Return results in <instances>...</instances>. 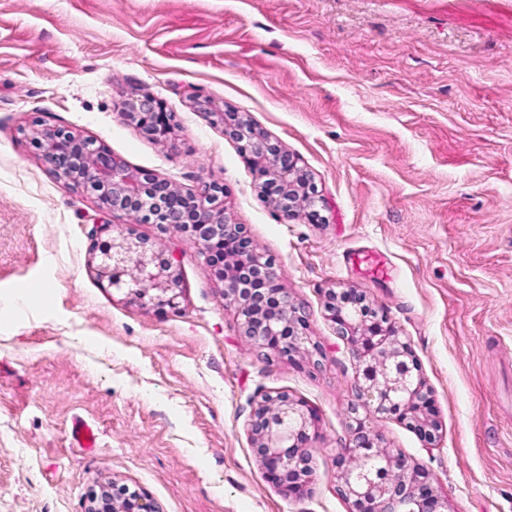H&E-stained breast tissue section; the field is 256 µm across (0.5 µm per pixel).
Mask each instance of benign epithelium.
<instances>
[{"instance_id": "benign-epithelium-1", "label": "benign epithelium", "mask_w": 512, "mask_h": 512, "mask_svg": "<svg viewBox=\"0 0 512 512\" xmlns=\"http://www.w3.org/2000/svg\"><path fill=\"white\" fill-rule=\"evenodd\" d=\"M213 116L224 126V135L240 143L251 169L264 178L267 202L281 220L290 221L302 210L318 214L315 189L294 155L238 112L226 109ZM125 117L150 138L173 131L174 116L148 95L131 102ZM30 140L50 174L90 190L106 210L142 217L149 213L161 230L189 236L224 283V299L243 317L242 336L266 358H290L310 342L305 311L280 287L275 259L258 252L247 228L224 215L223 186L204 183L190 201L167 179L130 168L121 156L65 127L35 128ZM96 259L99 280L127 291L131 302L178 307L179 270L149 240L118 231L99 248ZM324 307L358 371L355 400L347 407L351 438L334 458L338 495L350 503L351 512H448V500L438 493L428 470L384 448L380 434L361 416L363 411L396 415L427 444L439 440L441 425L431 409V389L410 343L361 293L329 289ZM314 428L311 410L286 391L263 394L252 410L253 455L290 494L309 490L313 467L308 448ZM89 502L88 512H158L149 499L126 489L92 494Z\"/></svg>"}]
</instances>
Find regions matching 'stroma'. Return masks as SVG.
Instances as JSON below:
<instances>
[{"mask_svg": "<svg viewBox=\"0 0 512 512\" xmlns=\"http://www.w3.org/2000/svg\"><path fill=\"white\" fill-rule=\"evenodd\" d=\"M145 92L175 116L168 139L123 117ZM214 108L298 158L319 221L277 219ZM38 123L184 192L223 184L321 363L263 358L197 245L52 176ZM106 224L172 258L178 309L101 284ZM330 288L373 300L433 391L438 446L377 415L384 446L432 473L448 512H512V0H0V512H85L111 484L159 512H350L332 460L357 373ZM276 391L316 417L302 499L250 447L253 405ZM78 416L98 430L93 452L70 442Z\"/></svg>", "mask_w": 512, "mask_h": 512, "instance_id": "1", "label": "stroma"}]
</instances>
